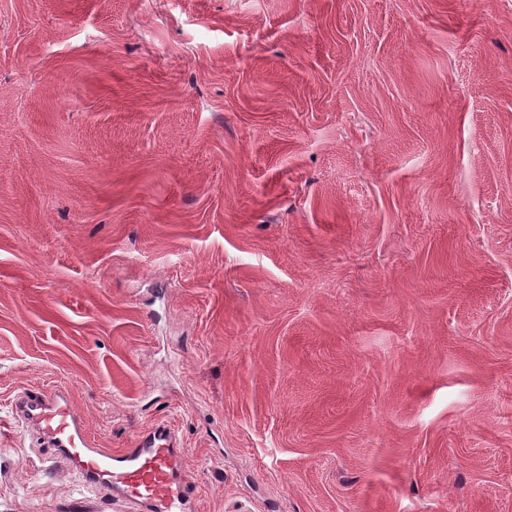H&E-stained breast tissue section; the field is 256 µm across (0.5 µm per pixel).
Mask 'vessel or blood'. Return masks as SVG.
Instances as JSON below:
<instances>
[{
    "mask_svg": "<svg viewBox=\"0 0 512 512\" xmlns=\"http://www.w3.org/2000/svg\"><path fill=\"white\" fill-rule=\"evenodd\" d=\"M17 418L84 486L107 492L118 512H193L194 478L174 427L161 421L130 446L97 447L78 415L71 391L27 390L14 404Z\"/></svg>",
    "mask_w": 512,
    "mask_h": 512,
    "instance_id": "1",
    "label": "vessel or blood"
}]
</instances>
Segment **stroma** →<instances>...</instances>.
Listing matches in <instances>:
<instances>
[{"label": "stroma", "instance_id": "stroma-1", "mask_svg": "<svg viewBox=\"0 0 512 512\" xmlns=\"http://www.w3.org/2000/svg\"><path fill=\"white\" fill-rule=\"evenodd\" d=\"M56 385L195 512H512V0H0V512H112ZM13 409L49 459L62 462L86 488L111 495L115 512L195 511L194 478L168 422L156 423L126 448L109 449L91 439L68 389L24 391Z\"/></svg>", "mask_w": 512, "mask_h": 512}]
</instances>
